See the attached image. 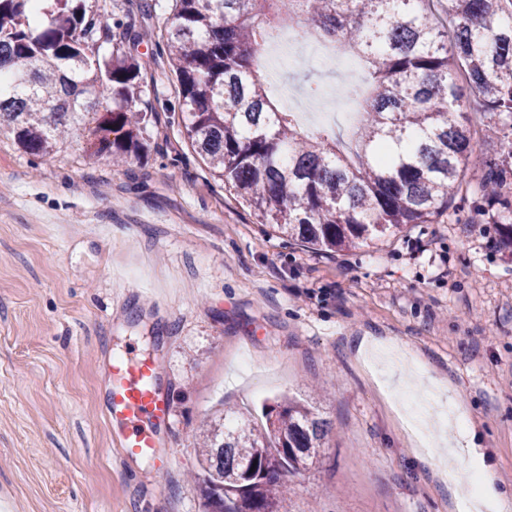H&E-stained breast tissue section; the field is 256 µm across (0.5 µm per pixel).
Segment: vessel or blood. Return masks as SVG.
I'll list each match as a JSON object with an SVG mask.
<instances>
[{
	"mask_svg": "<svg viewBox=\"0 0 512 512\" xmlns=\"http://www.w3.org/2000/svg\"><path fill=\"white\" fill-rule=\"evenodd\" d=\"M160 371V364L146 357L109 363L104 416L126 455L148 460L165 472L170 457L162 449L158 429L169 423L172 410L159 386Z\"/></svg>",
	"mask_w": 512,
	"mask_h": 512,
	"instance_id": "b4317fda",
	"label": "vessel or blood"
}]
</instances>
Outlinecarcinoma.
<instances>
[{
  "mask_svg": "<svg viewBox=\"0 0 512 512\" xmlns=\"http://www.w3.org/2000/svg\"><path fill=\"white\" fill-rule=\"evenodd\" d=\"M0 0V130L32 156L88 131L87 159L116 161L145 147L136 109L145 62L98 55L112 41L107 0L91 10L50 0ZM155 46L166 54L186 138L224 188L292 244L336 253L376 243L413 224L468 208L475 224L499 225L512 251V0H173ZM295 25L354 50L368 62L371 91L357 117L355 159L335 132L309 134L277 106L259 74V52ZM464 72L480 100V122L503 133L481 178L464 180L475 152ZM329 432L312 407L285 397L266 427L214 420L196 436L205 512H278L285 476L320 455Z\"/></svg>",
  "mask_w": 512,
  "mask_h": 512,
  "instance_id": "obj_1",
  "label": "carcinoma"
}]
</instances>
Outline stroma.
<instances>
[{
  "label": "stroma",
  "instance_id": "1",
  "mask_svg": "<svg viewBox=\"0 0 512 512\" xmlns=\"http://www.w3.org/2000/svg\"><path fill=\"white\" fill-rule=\"evenodd\" d=\"M112 0L110 25L164 28L172 0ZM146 152L87 160L84 134L33 157L0 133V512H204L194 434L289 394L331 431L281 512H456L441 461L468 430L512 492V254L449 211L336 254L284 243L194 156L176 81L148 42ZM278 97L340 87L333 66L265 65ZM162 366L169 471L126 457L105 368ZM465 408L416 447L407 396Z\"/></svg>",
  "mask_w": 512,
  "mask_h": 512
}]
</instances>
